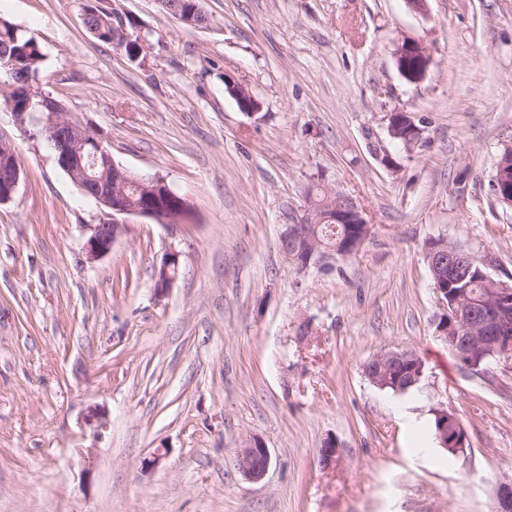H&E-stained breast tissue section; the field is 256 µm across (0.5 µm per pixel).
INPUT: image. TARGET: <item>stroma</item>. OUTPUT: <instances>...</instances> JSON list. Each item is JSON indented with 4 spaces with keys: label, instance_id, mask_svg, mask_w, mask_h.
I'll use <instances>...</instances> for the list:
<instances>
[{
    "label": "stroma",
    "instance_id": "stroma-1",
    "mask_svg": "<svg viewBox=\"0 0 512 512\" xmlns=\"http://www.w3.org/2000/svg\"><path fill=\"white\" fill-rule=\"evenodd\" d=\"M9 3L5 19L44 53L41 90L192 214L129 217L88 262L102 209L0 106L22 170L0 204V512H493L512 478V359L460 366L436 333L424 244L464 243L512 283V209L490 188L512 143V0H201V26L158 0H106L144 40L134 60L86 29L87 0ZM407 37L432 58L413 85L393 56ZM397 111L422 129L408 150L388 134ZM317 179L372 232L300 271L278 243ZM171 249L181 265L158 296ZM395 348L424 363L403 393L365 375ZM439 407L465 452L432 435ZM253 437L271 453L258 482L237 466ZM180 257L181 254L176 250L165 253L156 271L154 285L156 295L160 296L170 288L179 270ZM435 416L433 418L432 429L437 439L436 419L439 423L438 436L441 444L448 449L451 447L452 451L462 453L466 449L467 437L466 432L461 425L458 417L453 411H449L447 408H436L434 409ZM449 442V437H451ZM449 442V443H448Z\"/></svg>",
    "mask_w": 512,
    "mask_h": 512
}]
</instances>
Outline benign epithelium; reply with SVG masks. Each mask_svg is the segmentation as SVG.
I'll return each mask as SVG.
<instances>
[{"mask_svg": "<svg viewBox=\"0 0 512 512\" xmlns=\"http://www.w3.org/2000/svg\"><path fill=\"white\" fill-rule=\"evenodd\" d=\"M394 58L400 72L413 68L421 80L431 64L427 49L410 38L397 44ZM42 105L46 111L35 118V123L41 127L39 137L52 147L58 167L105 210V218L100 223L88 225L85 254L89 262L98 261L111 252L112 244L122 228V217L136 216L171 226L181 223L188 203L164 177H137L131 174L113 160L111 151L100 138L90 135L87 128L67 118L66 113L53 111L51 97H44ZM100 159L112 168V179L108 182L98 180L94 174ZM20 179L21 168L17 159H12L8 164L0 163V203L13 199ZM130 185L137 188L138 198L126 195V188ZM324 192L325 201L319 205L308 203L302 213L295 217L294 223L286 225L287 232L291 233L299 227L306 230L310 224H360L361 230L348 238L338 252L341 257L350 256L370 235V225L362 207L355 200L341 207L335 201L337 193L327 187ZM329 256L331 253L324 251L318 237L310 232L308 251L304 259L296 263L297 269L316 265ZM425 256L435 279L434 293L443 310V321L437 323V333L448 344V350L457 361L468 369L478 370L488 358L498 361L511 357L512 284L494 279L473 256L457 249L428 243L425 245ZM180 257L176 250L165 253L156 271V295L170 288L179 270ZM474 269L488 284L482 300L471 301L466 287L448 292L445 282L460 284ZM411 359L414 365L410 367L409 380L415 385L423 375L424 364L405 349L388 350L374 357L369 365L378 367L382 374H374L368 369L366 375L374 385L384 389L392 383L391 371ZM434 415L439 423L441 444L451 447L456 454L464 452L466 432L456 414L446 408H436ZM237 462L244 476L258 481L268 471L270 453L261 440L255 439L237 450ZM494 504L495 512H512L511 478L496 484Z\"/></svg>", "mask_w": 512, "mask_h": 512, "instance_id": "benign-epithelium-1", "label": "benign epithelium"}]
</instances>
